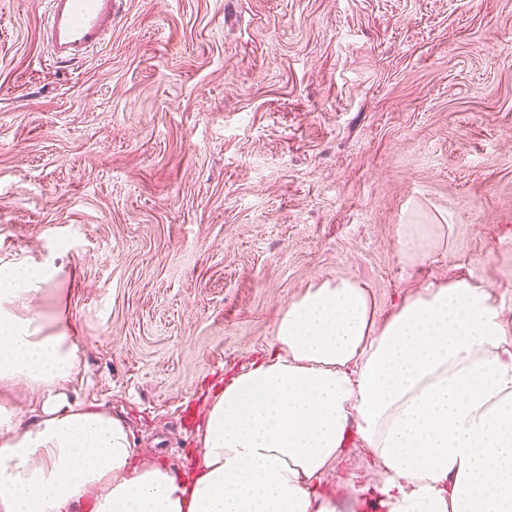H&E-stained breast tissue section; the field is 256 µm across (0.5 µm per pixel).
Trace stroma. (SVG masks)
<instances>
[{
  "instance_id": "obj_1",
  "label": "stroma",
  "mask_w": 512,
  "mask_h": 512,
  "mask_svg": "<svg viewBox=\"0 0 512 512\" xmlns=\"http://www.w3.org/2000/svg\"><path fill=\"white\" fill-rule=\"evenodd\" d=\"M42 6L0 0V264L57 268L80 398L179 472L211 397L309 285L386 315L422 283L512 299V0H122L52 63ZM401 224L446 225L408 268ZM372 480L365 450L332 465Z\"/></svg>"
}]
</instances>
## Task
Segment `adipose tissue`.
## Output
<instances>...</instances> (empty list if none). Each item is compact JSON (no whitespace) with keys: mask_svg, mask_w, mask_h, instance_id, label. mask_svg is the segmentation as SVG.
Returning <instances> with one entry per match:
<instances>
[{"mask_svg":"<svg viewBox=\"0 0 512 512\" xmlns=\"http://www.w3.org/2000/svg\"><path fill=\"white\" fill-rule=\"evenodd\" d=\"M398 235L411 268L437 250L420 225ZM54 275L0 265V512H336L324 475L354 440L384 512H512V321L484 280L427 282L381 320L356 278L308 286L212 397L184 476L73 396L80 348L32 311Z\"/></svg>","mask_w":512,"mask_h":512,"instance_id":"obj_1","label":"adipose tissue"}]
</instances>
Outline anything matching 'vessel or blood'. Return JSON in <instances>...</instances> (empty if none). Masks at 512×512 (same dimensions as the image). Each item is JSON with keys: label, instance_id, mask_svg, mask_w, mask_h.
<instances>
[{"label": "vessel or blood", "instance_id": "obj_1", "mask_svg": "<svg viewBox=\"0 0 512 512\" xmlns=\"http://www.w3.org/2000/svg\"><path fill=\"white\" fill-rule=\"evenodd\" d=\"M45 39L53 59L73 62L112 34L120 0H46Z\"/></svg>", "mask_w": 512, "mask_h": 512}]
</instances>
